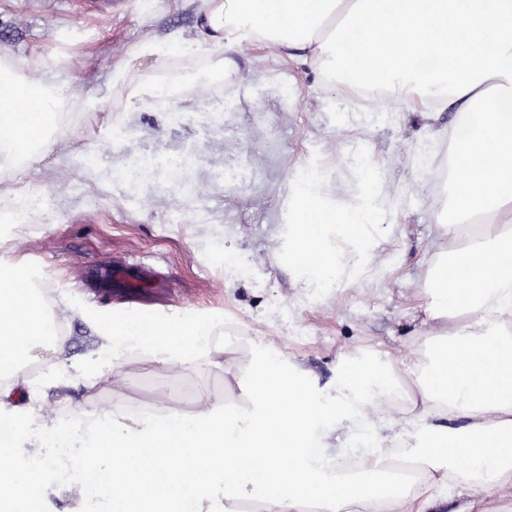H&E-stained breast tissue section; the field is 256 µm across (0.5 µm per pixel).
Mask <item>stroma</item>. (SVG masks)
Instances as JSON below:
<instances>
[{
    "label": "stroma",
    "mask_w": 512,
    "mask_h": 512,
    "mask_svg": "<svg viewBox=\"0 0 512 512\" xmlns=\"http://www.w3.org/2000/svg\"><path fill=\"white\" fill-rule=\"evenodd\" d=\"M202 22L182 0H126L111 13L86 0H0V53L54 62L63 79L94 107L62 123L59 140L41 162L17 177L29 218L0 219V268L25 260L46 298L71 299L63 323L70 364L56 397L42 411L53 422L73 412L97 414L113 405L112 388L84 387L79 366L94 359L104 324L126 313L185 321L210 318L228 349L263 335L288 345L318 387L331 389L349 358L369 348L403 357L421 326L416 310L418 263L438 244L436 185L421 180V151L439 154L431 134L450 126L451 112L427 120L388 116L383 107L351 111L327 93L309 67L284 68L251 50L231 52L233 82L207 91L183 90L172 108L128 99L113 87L118 65L135 75L158 69L131 56L144 35L194 34ZM123 135L113 138V127ZM365 146L382 175L385 208L403 216L374 249L366 273L319 299L280 260L288 178L319 159L338 194L357 193L348 153ZM159 162L144 181L117 180L132 161ZM249 267L246 275L225 258ZM126 259L165 275L172 293L130 302L93 298L97 266ZM127 406L165 403V388L183 380L224 390V374L175 373L136 361ZM489 507L512 502V489H457L431 512H464L473 497Z\"/></svg>",
    "instance_id": "obj_1"
}]
</instances>
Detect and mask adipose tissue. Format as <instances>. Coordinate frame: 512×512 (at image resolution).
I'll list each match as a JSON object with an SVG mask.
<instances>
[{"mask_svg": "<svg viewBox=\"0 0 512 512\" xmlns=\"http://www.w3.org/2000/svg\"><path fill=\"white\" fill-rule=\"evenodd\" d=\"M205 24L191 38L143 37L133 53L163 58L207 51L203 68L139 79L117 68L128 97L167 106L185 86L227 80L225 51L254 47L310 66L350 106L382 94L390 110L456 115L443 163L424 178L446 186L436 224L448 247L420 268L427 330L398 360L413 385L394 417L385 378L356 364L324 393L286 348L251 342L241 386L235 358L211 340V320L172 325L121 317L102 330L106 363L83 369L117 402L91 418L42 421L57 388L67 301L32 287L24 261L0 270V412L15 419L13 459L0 463V512H18L32 487L66 474L62 489L84 512L85 461L104 475L95 512H426L430 500L473 485L512 487V0H199ZM361 27V54L345 30ZM53 64L0 56V203L13 176L58 141L61 121L89 108ZM52 364L41 383L27 371ZM205 375L224 393L195 389L192 408L129 413L130 357ZM418 463L419 483L391 487L390 450Z\"/></svg>", "mask_w": 512, "mask_h": 512, "instance_id": "adipose-tissue-1", "label": "adipose tissue"}]
</instances>
